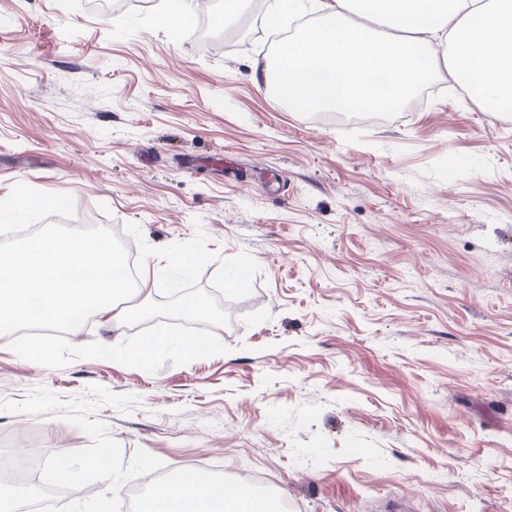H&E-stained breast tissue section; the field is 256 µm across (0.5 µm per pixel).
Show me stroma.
<instances>
[{"label":"stroma","instance_id":"35a3bbf8","mask_svg":"<svg viewBox=\"0 0 512 512\" xmlns=\"http://www.w3.org/2000/svg\"><path fill=\"white\" fill-rule=\"evenodd\" d=\"M123 2L0 0V200L48 205L0 217V251L117 225L141 272L205 260L161 273L151 324L92 315L44 356L0 335V399L137 396L94 414L124 460L259 474L288 512H512V113L461 105L445 69L375 122L297 112L256 80L263 0L229 27L190 0L212 46L162 28L164 0ZM189 296L199 355L168 310ZM89 443L0 410L12 454Z\"/></svg>","mask_w":512,"mask_h":512}]
</instances>
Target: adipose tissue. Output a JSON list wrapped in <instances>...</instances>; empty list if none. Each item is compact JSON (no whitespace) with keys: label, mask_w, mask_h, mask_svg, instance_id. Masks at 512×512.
Masks as SVG:
<instances>
[{"label":"adipose tissue","mask_w":512,"mask_h":512,"mask_svg":"<svg viewBox=\"0 0 512 512\" xmlns=\"http://www.w3.org/2000/svg\"><path fill=\"white\" fill-rule=\"evenodd\" d=\"M322 21L280 45V94L300 112L326 105L357 110L379 105L371 78L384 77L389 100L446 67L488 112H512V0H267L279 14L283 2ZM381 30L369 29V22ZM111 244L92 248L57 234L28 240L0 253V335L34 319L32 298L47 327L79 333L82 308L107 321L137 319L114 303L124 284L114 275ZM142 512H279L275 502L244 496L239 485L176 481L153 491Z\"/></svg>","instance_id":"1"}]
</instances>
